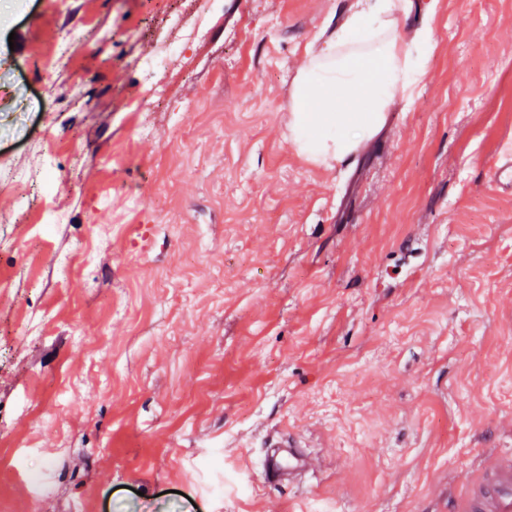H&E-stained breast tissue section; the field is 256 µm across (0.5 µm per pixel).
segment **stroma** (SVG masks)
<instances>
[{"label": "stroma", "mask_w": 512, "mask_h": 512, "mask_svg": "<svg viewBox=\"0 0 512 512\" xmlns=\"http://www.w3.org/2000/svg\"><path fill=\"white\" fill-rule=\"evenodd\" d=\"M355 4L0 0V512H452L512 450V0H411L418 83L323 160L292 83ZM490 182L498 191L512 195V137L500 141L489 166ZM295 439L288 435V439L271 441L267 448L264 473L267 479L275 481H292L294 475L306 471L310 466V459L304 454L297 453Z\"/></svg>", "instance_id": "35a3bbf8"}]
</instances>
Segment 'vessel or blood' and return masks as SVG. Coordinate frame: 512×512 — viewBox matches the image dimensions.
Segmentation results:
<instances>
[{"label":"vessel or blood","instance_id":"obj_1","mask_svg":"<svg viewBox=\"0 0 512 512\" xmlns=\"http://www.w3.org/2000/svg\"><path fill=\"white\" fill-rule=\"evenodd\" d=\"M490 182L498 191L512 195V137L502 139L489 166ZM295 439L269 443L264 473L267 479L292 481L310 466L308 456L297 453ZM457 512H512V458L491 463L456 505Z\"/></svg>","mask_w":512,"mask_h":512}]
</instances>
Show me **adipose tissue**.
I'll return each mask as SVG.
<instances>
[{
	"label": "adipose tissue",
	"instance_id": "1",
	"mask_svg": "<svg viewBox=\"0 0 512 512\" xmlns=\"http://www.w3.org/2000/svg\"><path fill=\"white\" fill-rule=\"evenodd\" d=\"M407 7V0H375L356 9L296 77L293 137L302 150L341 159L355 149L356 136L378 131L395 95L410 84L411 70L396 38L376 42L372 35Z\"/></svg>",
	"mask_w": 512,
	"mask_h": 512
}]
</instances>
